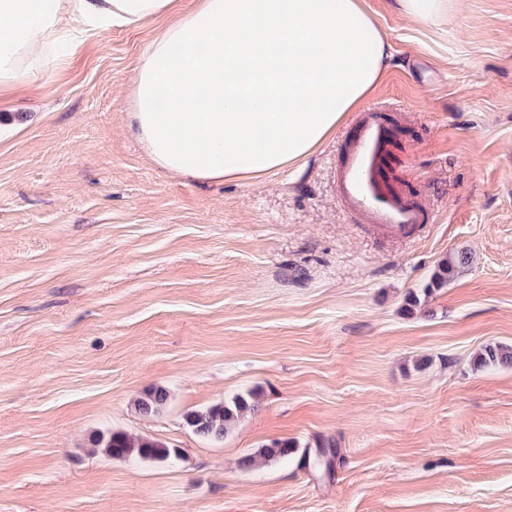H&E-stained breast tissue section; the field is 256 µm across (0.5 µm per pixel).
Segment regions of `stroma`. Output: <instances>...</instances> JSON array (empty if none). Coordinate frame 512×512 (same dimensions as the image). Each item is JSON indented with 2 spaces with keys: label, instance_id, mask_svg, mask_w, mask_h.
Instances as JSON below:
<instances>
[{
  "label": "stroma",
  "instance_id": "35a3bbf8",
  "mask_svg": "<svg viewBox=\"0 0 512 512\" xmlns=\"http://www.w3.org/2000/svg\"><path fill=\"white\" fill-rule=\"evenodd\" d=\"M362 6L391 53L364 104L396 119L389 169L435 216L409 236L336 197L351 112L269 176L154 166L125 97L159 24L89 34L0 96V512H512V368L473 365L512 346V0ZM252 392L223 440L183 420ZM110 430L180 454L94 451ZM274 439L294 454L240 467ZM328 440L325 474L304 458ZM402 13L416 20H435L448 15L455 0H397ZM470 256L467 252L458 251L449 253L435 268L430 277L429 283L423 289L425 295H430L435 289L444 288L448 285L460 268L467 266Z\"/></svg>",
  "mask_w": 512,
  "mask_h": 512
}]
</instances>
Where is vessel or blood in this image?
Wrapping results in <instances>:
<instances>
[{
	"mask_svg": "<svg viewBox=\"0 0 512 512\" xmlns=\"http://www.w3.org/2000/svg\"><path fill=\"white\" fill-rule=\"evenodd\" d=\"M391 124L386 113L365 108L358 115L336 166V196L354 223L404 235L434 217L415 195L393 189L384 158Z\"/></svg>",
	"mask_w": 512,
	"mask_h": 512,
	"instance_id": "obj_1",
	"label": "vessel or blood"
}]
</instances>
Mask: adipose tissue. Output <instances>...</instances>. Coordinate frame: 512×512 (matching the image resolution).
I'll return each instance as SVG.
<instances>
[{
  "instance_id": "obj_1",
  "label": "adipose tissue",
  "mask_w": 512,
  "mask_h": 512,
  "mask_svg": "<svg viewBox=\"0 0 512 512\" xmlns=\"http://www.w3.org/2000/svg\"><path fill=\"white\" fill-rule=\"evenodd\" d=\"M163 20L134 69L128 124L151 162L202 182L301 163L389 60L359 0H0V95L49 74L54 49Z\"/></svg>"
}]
</instances>
